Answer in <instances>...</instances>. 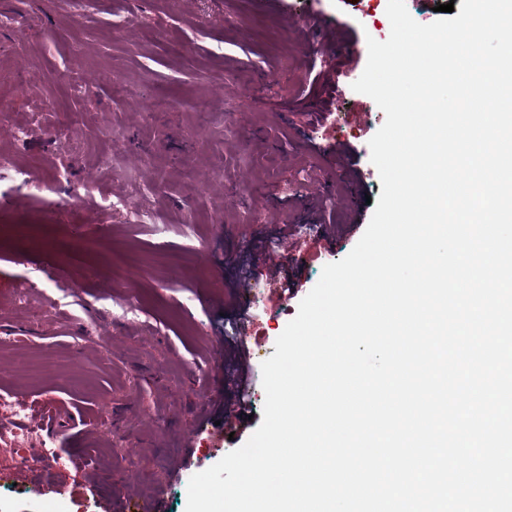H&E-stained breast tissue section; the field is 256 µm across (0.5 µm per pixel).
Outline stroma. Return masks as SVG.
Wrapping results in <instances>:
<instances>
[{
	"instance_id": "35a3bbf8",
	"label": "stroma",
	"mask_w": 512,
	"mask_h": 512,
	"mask_svg": "<svg viewBox=\"0 0 512 512\" xmlns=\"http://www.w3.org/2000/svg\"><path fill=\"white\" fill-rule=\"evenodd\" d=\"M387 3L0 0V198L17 210L0 228V392L62 457L23 469L0 441V512H185L190 478L259 427L262 362L382 191L385 114L352 85ZM309 12L349 27L352 52L309 47L290 22ZM317 58L339 66L336 93L312 81ZM341 156L359 182L336 180ZM60 178L87 189L66 208ZM18 349L53 369L32 378Z\"/></svg>"
}]
</instances>
